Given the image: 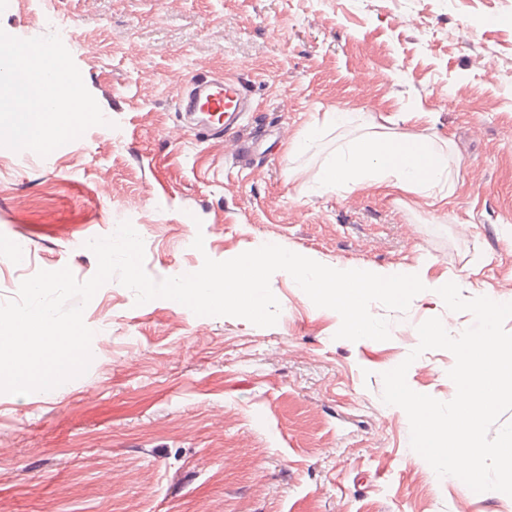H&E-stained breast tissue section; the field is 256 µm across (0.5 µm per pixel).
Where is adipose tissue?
Returning a JSON list of instances; mask_svg holds the SVG:
<instances>
[{
	"instance_id": "obj_1",
	"label": "adipose tissue",
	"mask_w": 512,
	"mask_h": 512,
	"mask_svg": "<svg viewBox=\"0 0 512 512\" xmlns=\"http://www.w3.org/2000/svg\"><path fill=\"white\" fill-rule=\"evenodd\" d=\"M65 65L51 49L33 44L10 78L0 83V141L24 140L45 149L72 138L71 116L89 111L79 89L64 84ZM451 182V155L424 134H373L339 147L320 175L326 189L385 183L400 190L432 195Z\"/></svg>"
}]
</instances>
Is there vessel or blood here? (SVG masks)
<instances>
[{
  "instance_id": "1",
  "label": "vessel or blood",
  "mask_w": 512,
  "mask_h": 512,
  "mask_svg": "<svg viewBox=\"0 0 512 512\" xmlns=\"http://www.w3.org/2000/svg\"><path fill=\"white\" fill-rule=\"evenodd\" d=\"M250 108L246 82L239 76H193L177 99V110L188 118L195 138H220L228 130L237 134L241 148L233 165L239 169L249 168L252 161L254 136L244 120Z\"/></svg>"
}]
</instances>
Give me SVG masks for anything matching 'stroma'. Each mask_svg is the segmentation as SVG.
Here are the masks:
<instances>
[{"mask_svg": "<svg viewBox=\"0 0 512 512\" xmlns=\"http://www.w3.org/2000/svg\"><path fill=\"white\" fill-rule=\"evenodd\" d=\"M18 38L56 51L93 109L52 149L0 144V302L41 270L90 279L85 243L118 215L156 281L271 241L327 266L454 273L464 296L512 295V0H0V49ZM207 72L248 82L251 170L229 172L231 142L173 133L175 94ZM332 111L360 119L289 159ZM374 131L449 141L452 195L320 187L329 154ZM270 286L280 315L259 327L104 284L83 315L88 371L0 392V512H512L511 496L438 477L382 400L420 323L457 335L471 313L427 293L403 313L375 303L390 339L351 342L288 273ZM454 364L426 351L407 383L450 401Z\"/></svg>", "mask_w": 512, "mask_h": 512, "instance_id": "1", "label": "stroma"}]
</instances>
